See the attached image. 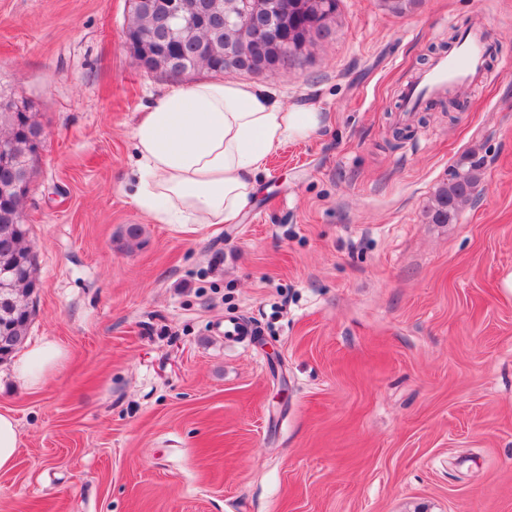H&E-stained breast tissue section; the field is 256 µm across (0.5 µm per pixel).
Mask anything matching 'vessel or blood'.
<instances>
[{
  "label": "vessel or blood",
  "mask_w": 512,
  "mask_h": 512,
  "mask_svg": "<svg viewBox=\"0 0 512 512\" xmlns=\"http://www.w3.org/2000/svg\"><path fill=\"white\" fill-rule=\"evenodd\" d=\"M493 47L482 28L474 27L463 31L455 51L435 59L415 84L403 91V105L415 110L428 98L441 95L449 90L464 92L489 74V62Z\"/></svg>",
  "instance_id": "1"
}]
</instances>
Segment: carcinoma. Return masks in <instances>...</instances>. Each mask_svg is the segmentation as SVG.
Listing matches in <instances>:
<instances>
[{
    "label": "carcinoma",
    "instance_id": "1",
    "mask_svg": "<svg viewBox=\"0 0 512 512\" xmlns=\"http://www.w3.org/2000/svg\"><path fill=\"white\" fill-rule=\"evenodd\" d=\"M419 0H382L384 10L403 16L414 9ZM286 35L294 46L304 40L305 32L315 31L310 44L328 40L336 31L337 20L331 24L324 19L338 13V0H291L289 3ZM162 25L154 20L142 22L141 30L153 35L140 50L149 57L173 55V59L196 61L195 68H205L222 74L224 65V17L212 13L206 16L202 30L174 42L161 34ZM27 105L15 100L6 107L0 106V143L22 169L32 165L35 158L34 143L28 132L38 125L35 115L25 111ZM482 166L470 161L456 166L448 182L439 186L434 194L428 218L433 224L456 223L461 206L479 198L482 193ZM40 282L37 276L35 255L28 245V228L13 224L0 209V360L12 354L25 340L32 322V295L37 293Z\"/></svg>",
    "mask_w": 512,
    "mask_h": 512
}]
</instances>
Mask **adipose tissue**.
I'll return each instance as SVG.
<instances>
[{
  "mask_svg": "<svg viewBox=\"0 0 512 512\" xmlns=\"http://www.w3.org/2000/svg\"><path fill=\"white\" fill-rule=\"evenodd\" d=\"M321 125L320 112L285 106L247 83L171 88L133 129V201L157 224L231 223L257 192L267 157ZM61 357L55 342L43 341L14 362L12 375L25 388H39Z\"/></svg>",
  "mask_w": 512,
  "mask_h": 512,
  "instance_id": "obj_1",
  "label": "adipose tissue"
}]
</instances>
